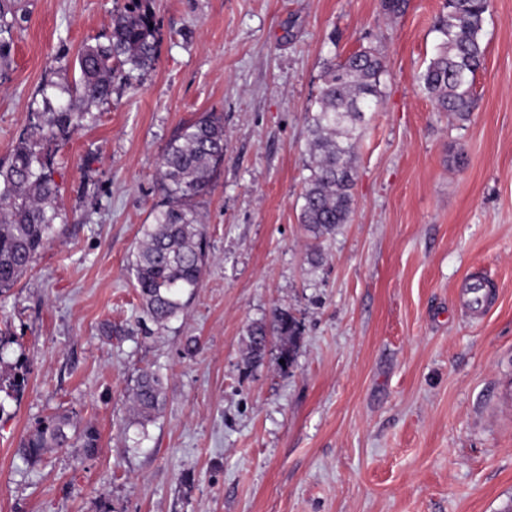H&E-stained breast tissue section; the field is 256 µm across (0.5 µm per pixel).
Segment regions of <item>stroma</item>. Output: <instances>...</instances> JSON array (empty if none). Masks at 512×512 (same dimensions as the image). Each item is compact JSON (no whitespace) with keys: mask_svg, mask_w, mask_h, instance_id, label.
<instances>
[{"mask_svg":"<svg viewBox=\"0 0 512 512\" xmlns=\"http://www.w3.org/2000/svg\"><path fill=\"white\" fill-rule=\"evenodd\" d=\"M154 0L153 69L49 155L64 218L55 242L0 297V361L25 377L0 405V512H506L512 506V0L484 25L466 123L414 77L444 0ZM114 0H29L0 82V160L31 120L55 60L112 30ZM386 71L354 160L349 223L307 260L299 222L307 118L326 68L360 47ZM224 116V163L199 199L210 262L152 336L128 259L164 200L168 141ZM466 160L457 163V151ZM489 282L469 312V287ZM302 334L245 364L248 328L273 309ZM112 326L113 337L102 330ZM159 373L145 432L127 395ZM52 414L99 431L96 454L22 438Z\"/></svg>","mask_w":512,"mask_h":512,"instance_id":"obj_1","label":"stroma"}]
</instances>
